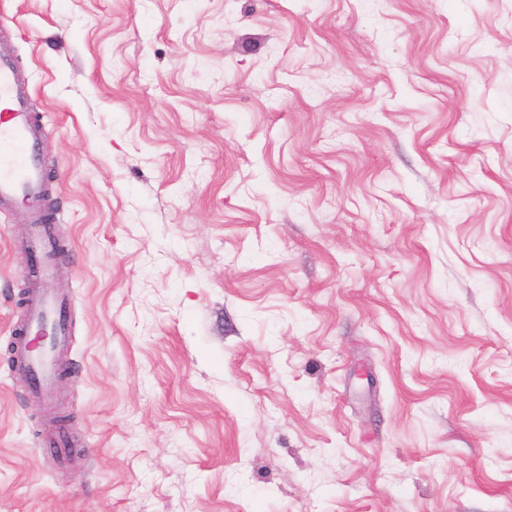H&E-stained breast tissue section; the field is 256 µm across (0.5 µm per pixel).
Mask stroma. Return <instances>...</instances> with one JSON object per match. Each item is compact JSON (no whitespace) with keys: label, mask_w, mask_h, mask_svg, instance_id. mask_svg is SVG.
<instances>
[{"label":"stroma","mask_w":512,"mask_h":512,"mask_svg":"<svg viewBox=\"0 0 512 512\" xmlns=\"http://www.w3.org/2000/svg\"><path fill=\"white\" fill-rule=\"evenodd\" d=\"M0 38L73 326L33 395L0 210V512H512V0H0Z\"/></svg>","instance_id":"35a3bbf8"}]
</instances>
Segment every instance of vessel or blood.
Listing matches in <instances>:
<instances>
[{
	"label": "vessel or blood",
	"mask_w": 512,
	"mask_h": 512,
	"mask_svg": "<svg viewBox=\"0 0 512 512\" xmlns=\"http://www.w3.org/2000/svg\"><path fill=\"white\" fill-rule=\"evenodd\" d=\"M29 101L27 78L10 49L0 45V206L25 217L28 247L38 262L15 325L14 367L41 392L56 378L59 358L69 345V302L53 286L56 263L52 232L45 223L43 131Z\"/></svg>",
	"instance_id": "vessel-or-blood-1"
}]
</instances>
